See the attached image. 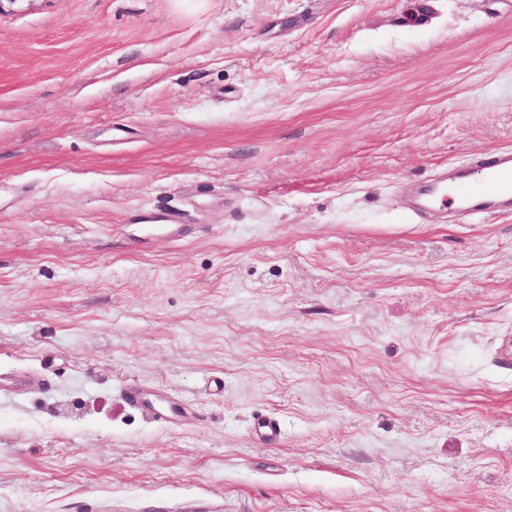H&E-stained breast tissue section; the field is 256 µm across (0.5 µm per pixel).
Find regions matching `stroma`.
I'll return each mask as SVG.
<instances>
[{"label": "stroma", "mask_w": 512, "mask_h": 512, "mask_svg": "<svg viewBox=\"0 0 512 512\" xmlns=\"http://www.w3.org/2000/svg\"><path fill=\"white\" fill-rule=\"evenodd\" d=\"M511 149L512 0L7 7L0 512H512ZM470 166L479 170V183L469 181L467 172L448 170L442 179L427 184L422 193L424 208L457 204L464 212L486 218L512 212V153H475Z\"/></svg>", "instance_id": "obj_1"}]
</instances>
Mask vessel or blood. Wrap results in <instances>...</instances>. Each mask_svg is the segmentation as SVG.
Segmentation results:
<instances>
[{
	"label": "vessel or blood",
	"mask_w": 512,
	"mask_h": 512,
	"mask_svg": "<svg viewBox=\"0 0 512 512\" xmlns=\"http://www.w3.org/2000/svg\"><path fill=\"white\" fill-rule=\"evenodd\" d=\"M472 168L479 170L480 182H470L466 171L452 169L442 179L427 184L422 193L424 207L455 204L462 211L484 217L512 212V153H475Z\"/></svg>",
	"instance_id": "vessel-or-blood-1"
}]
</instances>
